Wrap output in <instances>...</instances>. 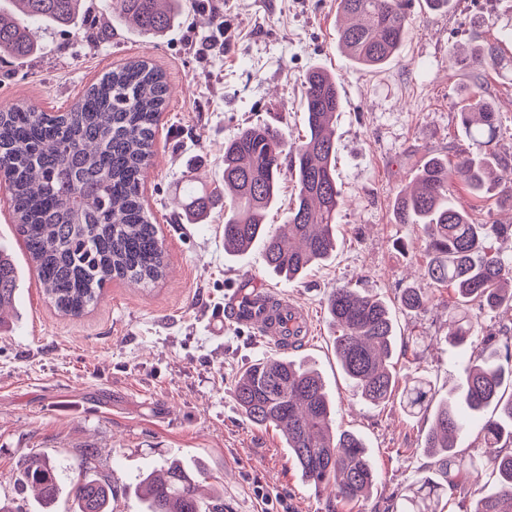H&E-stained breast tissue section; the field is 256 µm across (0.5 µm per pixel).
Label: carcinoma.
I'll return each instance as SVG.
<instances>
[{
    "instance_id": "carcinoma-1",
    "label": "carcinoma",
    "mask_w": 512,
    "mask_h": 512,
    "mask_svg": "<svg viewBox=\"0 0 512 512\" xmlns=\"http://www.w3.org/2000/svg\"><path fill=\"white\" fill-rule=\"evenodd\" d=\"M180 0H112L118 19L147 37L166 33L176 22ZM411 0H338L353 22L340 27L338 44L358 65L382 67L398 52L408 31ZM86 14V0H6L0 4V57L27 58L40 50L31 25L70 29ZM478 70L506 69L491 44L473 49ZM471 103L458 114L475 149L448 161L430 156L418 169L411 191L398 193L393 213L400 224H417L429 254L427 278L453 289L457 302L446 341L471 343L478 310L512 308V258L493 251L491 241L512 235L511 224H476L449 195L463 184L474 195L492 187L512 199V169L496 150L498 113L474 84ZM169 99L165 75L145 58H134L88 87L61 115L35 106H0V184L11 194L13 223L23 237L45 298L71 316L97 304L113 279L149 284L166 273L165 251L154 215L144 208L140 184L153 155L155 129ZM342 107L336 77L320 66L304 77L305 140L288 155L280 129L256 124L224 143V250L242 255L262 249L269 272L295 280L336 250L334 228L343 204L336 182L333 122ZM294 178L296 194L287 224L272 232L265 212L278 201L280 185ZM218 197L205 187L189 192L184 210L202 217ZM21 274L0 250V307L14 302ZM431 298L406 288L399 305L423 310ZM326 307L334 329L336 361L353 391L379 405L398 388L392 363L395 325L392 308L375 295L348 284L332 289ZM463 388L436 399L427 379L415 376L402 388L400 404L409 415L432 413L423 448L430 469L402 497L398 512H445L444 485L482 468L493 486L481 493L472 512H512V336L500 341L489 331L473 350ZM234 399L250 423L282 436L303 480L336 503L357 502L378 479L365 439L333 431V408L326 385L303 362L267 356L250 365L235 383ZM491 412L484 417L485 412ZM484 418L481 455L463 457L456 435ZM82 463L69 494L72 512H112V482L90 460ZM61 465L35 453L19 474L23 488L38 491L40 503L55 502L62 490ZM208 472L192 460L177 461L161 474L139 475L144 512H224V500L202 498Z\"/></svg>"
}]
</instances>
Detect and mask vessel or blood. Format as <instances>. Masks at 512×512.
<instances>
[{"instance_id":"b4317fda","label":"vessel or blood","mask_w":512,"mask_h":512,"mask_svg":"<svg viewBox=\"0 0 512 512\" xmlns=\"http://www.w3.org/2000/svg\"><path fill=\"white\" fill-rule=\"evenodd\" d=\"M228 321L257 329L283 351L306 342L311 334L305 307L291 299L272 298L269 292L258 288L240 292L229 302L226 312L213 315L209 322L211 334L223 335Z\"/></svg>"}]
</instances>
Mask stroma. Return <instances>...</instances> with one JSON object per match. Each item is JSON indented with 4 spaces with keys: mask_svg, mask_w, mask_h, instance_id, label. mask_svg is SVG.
<instances>
[{
    "mask_svg": "<svg viewBox=\"0 0 512 512\" xmlns=\"http://www.w3.org/2000/svg\"><path fill=\"white\" fill-rule=\"evenodd\" d=\"M90 5L76 29L47 31L37 55L0 60V103L59 112L129 58L160 69L171 94L141 192L168 268L146 286L114 280L90 311L64 315L43 296L0 201V249L23 273L14 305L0 312V499L18 512H40L34 492L17 488L21 463L48 455L68 482L92 448L98 474L112 482V512H142L138 473L172 456L202 463L224 488V512H328L280 434L249 423L234 400L236 377L275 347L232 323L220 337L208 330L209 308L250 282L306 307L311 335L289 357L321 373L336 430L370 445L378 480L351 512H396L428 463L422 446L432 418L407 415L395 398L373 406L354 395L336 363L325 299L346 283L379 295L396 323L398 378L426 377L441 398L460 384L468 354L445 341L455 294L427 280L421 230L396 223L391 205L412 185L415 162L470 149L458 112L473 79L499 114L497 151L512 162V73L477 75L466 60L485 43L512 58V41L501 33L512 0H450L442 9L414 0L409 33L379 70L340 51L336 0H181L177 22L158 38L113 19L110 0ZM316 65L340 83L336 180L348 203L336 219L332 257L288 282L270 275L261 249L225 255L222 210L192 224L174 200L195 174L222 186L224 143L243 127L265 123L301 140L304 75ZM450 192L474 223L512 222V204L499 191L478 198L456 183ZM410 286L431 295L427 309L398 305Z\"/></svg>",
    "mask_w": 512,
    "mask_h": 512,
    "instance_id": "1",
    "label": "stroma"
}]
</instances>
